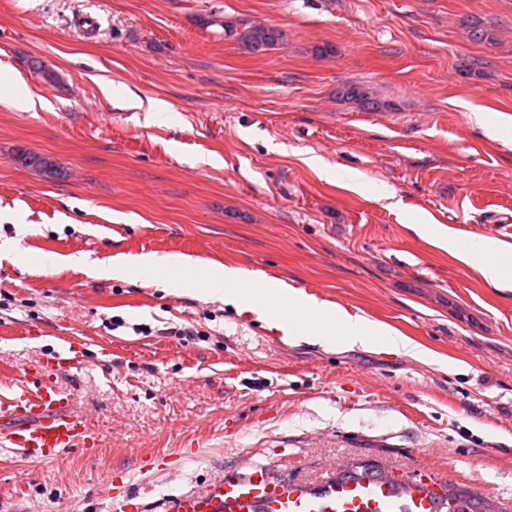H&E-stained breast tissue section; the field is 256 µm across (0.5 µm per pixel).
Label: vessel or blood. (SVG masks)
Here are the masks:
<instances>
[{"mask_svg": "<svg viewBox=\"0 0 512 512\" xmlns=\"http://www.w3.org/2000/svg\"><path fill=\"white\" fill-rule=\"evenodd\" d=\"M80 357L63 348L50 364L26 368L8 394H0V442L27 461L55 459L100 442L86 414L49 381L51 366L72 369ZM442 493L431 474L418 473L406 492L372 476L332 478L310 488L273 478L267 465L228 470L202 489L165 499L164 512H438ZM140 491L128 483L112 488L110 512H131Z\"/></svg>", "mask_w": 512, "mask_h": 512, "instance_id": "b4317fda", "label": "vessel or blood"}]
</instances>
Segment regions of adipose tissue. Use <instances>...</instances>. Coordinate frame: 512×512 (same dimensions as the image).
I'll return each mask as SVG.
<instances>
[{
  "label": "adipose tissue",
  "mask_w": 512,
  "mask_h": 512,
  "mask_svg": "<svg viewBox=\"0 0 512 512\" xmlns=\"http://www.w3.org/2000/svg\"><path fill=\"white\" fill-rule=\"evenodd\" d=\"M442 246L452 256L477 269L486 282L496 286L512 283V251L502 248L497 241L475 236L463 243L447 236Z\"/></svg>",
  "instance_id": "ef3b65f1"
}]
</instances>
